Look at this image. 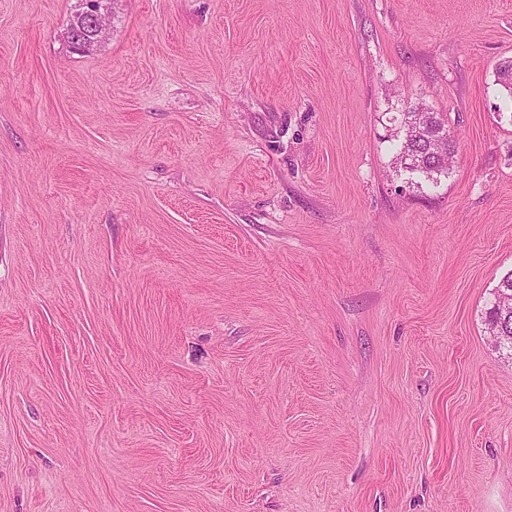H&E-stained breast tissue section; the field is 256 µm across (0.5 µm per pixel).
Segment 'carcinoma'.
I'll return each instance as SVG.
<instances>
[{"instance_id":"1","label":"carcinoma","mask_w":512,"mask_h":512,"mask_svg":"<svg viewBox=\"0 0 512 512\" xmlns=\"http://www.w3.org/2000/svg\"><path fill=\"white\" fill-rule=\"evenodd\" d=\"M68 43H92V30L86 15L85 0H79V8L70 20L67 31ZM406 134L399 145L398 160L407 163V170L419 173L438 182V176L448 174L454 153V141L448 135V118L441 112H430L414 107L402 113ZM512 295V272L506 274L494 289L493 298L485 311V322L491 332L501 328L512 333V309L498 306V301Z\"/></svg>"}]
</instances>
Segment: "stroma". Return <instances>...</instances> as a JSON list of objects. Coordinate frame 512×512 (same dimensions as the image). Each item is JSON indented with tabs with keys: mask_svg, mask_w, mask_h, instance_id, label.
Instances as JSON below:
<instances>
[{
	"mask_svg": "<svg viewBox=\"0 0 512 512\" xmlns=\"http://www.w3.org/2000/svg\"><path fill=\"white\" fill-rule=\"evenodd\" d=\"M76 3L0 0V512H512V0ZM85 1L86 0L78 1L79 8L76 10L69 23L67 39L71 48L72 45L76 47L79 41H82L83 43H89L90 47V44L93 42V32L95 37L94 41H101L106 27L111 23L110 13L106 9L98 7L93 10L89 18V21L93 27L92 32L87 21L88 17L86 15ZM406 134L399 145L397 160L404 167L425 176L428 181L438 182V176H448L454 153V141L448 135V118L443 112H430L414 107L402 113ZM440 144H432V142ZM430 145L434 148L430 150ZM407 163L409 166H405ZM511 294L512 297V272L506 274L499 281L494 289L493 298L489 302V307L485 311V322L488 325L489 334L496 332L497 327L502 328L512 335V309H504L498 306V301L502 297H507ZM491 341L493 345L504 346L507 343L510 345L512 336H499L498 334H491Z\"/></svg>",
	"mask_w": 512,
	"mask_h": 512,
	"instance_id": "1",
	"label": "stroma"
}]
</instances>
